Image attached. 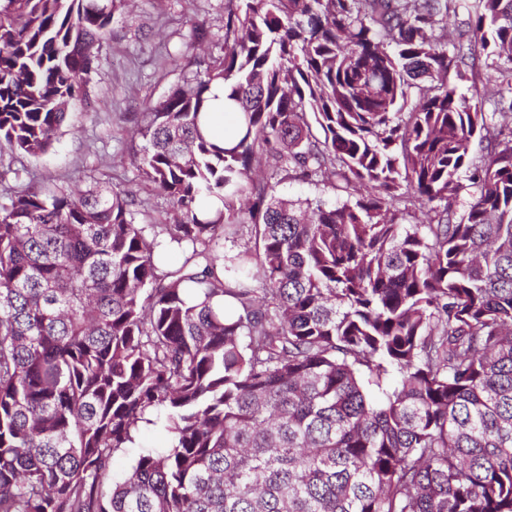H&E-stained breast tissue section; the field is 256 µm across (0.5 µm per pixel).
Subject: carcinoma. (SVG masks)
Wrapping results in <instances>:
<instances>
[{
  "label": "carcinoma",
  "instance_id": "obj_1",
  "mask_svg": "<svg viewBox=\"0 0 512 512\" xmlns=\"http://www.w3.org/2000/svg\"><path fill=\"white\" fill-rule=\"evenodd\" d=\"M127 3H0L1 142L52 147ZM221 23L142 113L174 223L98 179L0 205V512H512V0H228ZM478 52L495 87L462 92ZM218 83L229 147L201 128ZM338 179L363 193H275ZM159 412L168 445L115 475ZM276 190L286 197L310 198L314 201L321 200L329 203L336 201L337 198L331 187L302 180L283 182L276 187Z\"/></svg>",
  "mask_w": 512,
  "mask_h": 512
}]
</instances>
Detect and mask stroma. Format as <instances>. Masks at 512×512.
Listing matches in <instances>:
<instances>
[{"label": "stroma", "instance_id": "1", "mask_svg": "<svg viewBox=\"0 0 512 512\" xmlns=\"http://www.w3.org/2000/svg\"><path fill=\"white\" fill-rule=\"evenodd\" d=\"M225 0H131L117 37L97 53L87 100L69 116L64 133L46 153L32 157L0 150V204L17 181L84 188L91 177L133 189L155 220L170 223L166 199L145 188L133 165L142 138L136 129L146 103H157L183 75L220 54ZM210 31L207 50L189 48L190 23ZM179 65H172V58Z\"/></svg>", "mask_w": 512, "mask_h": 512}]
</instances>
